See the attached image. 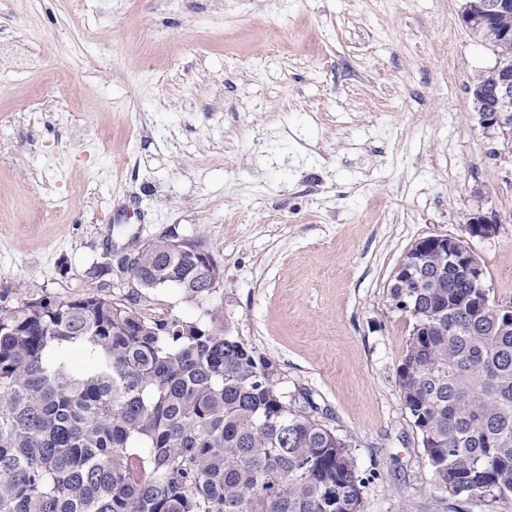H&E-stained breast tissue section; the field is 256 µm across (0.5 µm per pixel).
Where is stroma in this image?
<instances>
[{"mask_svg":"<svg viewBox=\"0 0 512 512\" xmlns=\"http://www.w3.org/2000/svg\"><path fill=\"white\" fill-rule=\"evenodd\" d=\"M496 61L461 0H0V302L101 289L201 319L115 258L170 236L224 269L233 335L353 450L364 512H512L437 484L397 367L407 253L461 236L512 304V140L469 88ZM465 232L469 237L492 238L499 230V221L493 212L482 210L471 211L466 214Z\"/></svg>","mask_w":512,"mask_h":512,"instance_id":"35a3bbf8","label":"stroma"}]
</instances>
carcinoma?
<instances>
[{
    "label": "carcinoma",
    "mask_w": 512,
    "mask_h": 512,
    "mask_svg": "<svg viewBox=\"0 0 512 512\" xmlns=\"http://www.w3.org/2000/svg\"><path fill=\"white\" fill-rule=\"evenodd\" d=\"M127 272L206 305L223 269L145 244ZM488 292L446 251L399 271L397 376L438 483L511 501L512 326ZM362 494L351 445L290 408L223 308L187 322L93 292L0 305V512H363Z\"/></svg>",
    "instance_id": "obj_1"
}]
</instances>
